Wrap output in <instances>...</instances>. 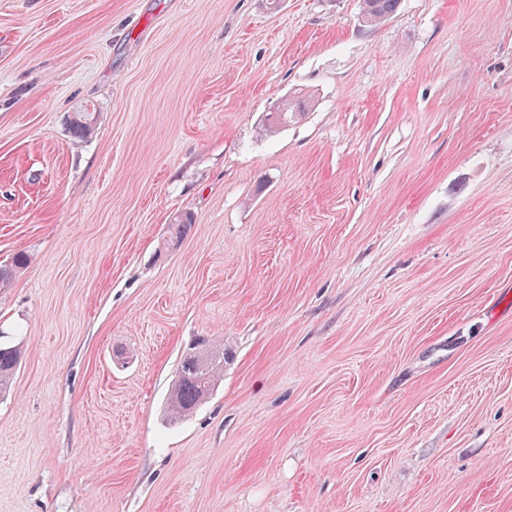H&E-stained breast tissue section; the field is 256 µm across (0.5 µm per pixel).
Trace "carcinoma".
I'll return each instance as SVG.
<instances>
[{
    "instance_id": "1",
    "label": "carcinoma",
    "mask_w": 512,
    "mask_h": 512,
    "mask_svg": "<svg viewBox=\"0 0 512 512\" xmlns=\"http://www.w3.org/2000/svg\"><path fill=\"white\" fill-rule=\"evenodd\" d=\"M400 0H362L361 19L367 24H377L393 15ZM310 103L305 95L290 97L269 112L265 131L282 128L293 118L305 112ZM92 112H75L69 121L71 134L76 138L87 137L94 124ZM202 361L184 359L180 362L178 379L168 398V414L177 420L189 415L204 401L217 381L224 375V362L229 358L226 349L212 346L206 349ZM22 360V347L0 344V396L11 389L15 372Z\"/></svg>"
}]
</instances>
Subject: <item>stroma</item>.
Here are the masks:
<instances>
[{
    "mask_svg": "<svg viewBox=\"0 0 512 512\" xmlns=\"http://www.w3.org/2000/svg\"><path fill=\"white\" fill-rule=\"evenodd\" d=\"M20 253L0 512H512V0H0ZM400 0H362L361 19L367 24H377L393 15ZM310 97L305 95L290 97L278 104L273 111L269 112L266 119L265 129L267 132L287 126L293 118L304 113L310 103ZM204 361L180 362L178 379L168 398V414L171 420L186 417L204 401L217 381L224 375V362L229 353L223 347H207Z\"/></svg>",
    "mask_w": 512,
    "mask_h": 512,
    "instance_id": "stroma-1",
    "label": "stroma"
}]
</instances>
